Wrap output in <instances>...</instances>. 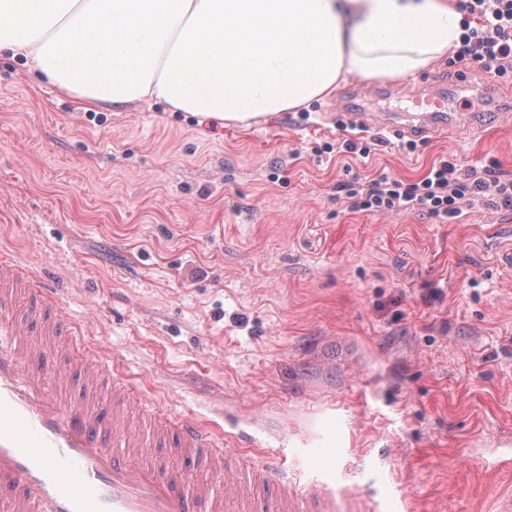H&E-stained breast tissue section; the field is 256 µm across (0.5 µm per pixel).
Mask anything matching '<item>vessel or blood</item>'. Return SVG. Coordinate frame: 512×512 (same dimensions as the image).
Segmentation results:
<instances>
[{
	"label": "vessel or blood",
	"instance_id": "vessel-or-blood-1",
	"mask_svg": "<svg viewBox=\"0 0 512 512\" xmlns=\"http://www.w3.org/2000/svg\"><path fill=\"white\" fill-rule=\"evenodd\" d=\"M467 75H457L453 90L419 88L409 97L411 113L390 123L393 132L438 135L460 124L482 129L470 113ZM456 110H449V100ZM26 299L32 325L16 321L19 299ZM49 290L13 261L0 259V506L6 512H223L242 486L264 491L258 512H368L357 495L313 480L305 489L274 480L266 460L231 468L221 433L193 417L175 427L155 422L143 434H131L125 414L131 386L113 377L98 353L76 373L77 398L55 391L53 367L78 336ZM189 453L224 481L222 497L211 485L187 483L177 458L163 470H134L124 453L155 446Z\"/></svg>",
	"mask_w": 512,
	"mask_h": 512
}]
</instances>
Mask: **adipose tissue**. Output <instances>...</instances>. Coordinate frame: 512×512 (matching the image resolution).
Segmentation results:
<instances>
[{
	"label": "adipose tissue",
	"instance_id": "ef3b65f1",
	"mask_svg": "<svg viewBox=\"0 0 512 512\" xmlns=\"http://www.w3.org/2000/svg\"><path fill=\"white\" fill-rule=\"evenodd\" d=\"M462 33L448 0H0V48L64 92L221 122L414 74Z\"/></svg>",
	"mask_w": 512,
	"mask_h": 512
}]
</instances>
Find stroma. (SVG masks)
<instances>
[{
    "label": "stroma",
    "mask_w": 512,
    "mask_h": 512,
    "mask_svg": "<svg viewBox=\"0 0 512 512\" xmlns=\"http://www.w3.org/2000/svg\"><path fill=\"white\" fill-rule=\"evenodd\" d=\"M464 73L348 75L249 126L159 102L90 104L0 50V250L35 272L144 400L416 512H486L512 478V211L439 222L357 211L336 185L420 180L434 161L512 177V111L485 133L417 139L350 123ZM359 136L368 157L340 152Z\"/></svg>",
    "instance_id": "1"
}]
</instances>
